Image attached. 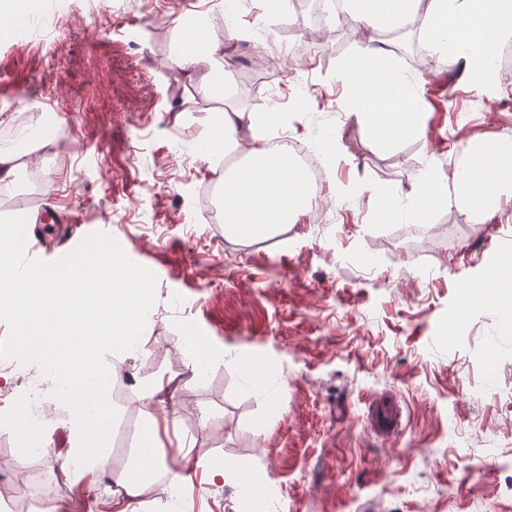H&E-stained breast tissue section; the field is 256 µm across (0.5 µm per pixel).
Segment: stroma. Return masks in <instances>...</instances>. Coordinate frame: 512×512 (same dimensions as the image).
<instances>
[{
	"mask_svg": "<svg viewBox=\"0 0 512 512\" xmlns=\"http://www.w3.org/2000/svg\"><path fill=\"white\" fill-rule=\"evenodd\" d=\"M184 35L223 45V95L209 70L176 64ZM405 40L413 48L395 62L427 127L388 149L357 121L345 83L362 34L316 24L291 0H99L57 18L52 47H0V132L36 112L42 135L69 140L56 168L33 162L42 188L17 212L43 239L39 261L101 250L146 287L141 349L127 362L136 381L183 374L174 343L182 317L194 322L209 372L178 388L182 426L195 459L251 462L266 512H512V473L497 462L512 454V280L463 299L492 271L512 272V221L451 204L408 242L410 191L424 171L445 179L470 143L512 142V70L487 92L461 79L451 54L418 70L413 57L427 48ZM227 105L275 112L308 150L331 140L340 161H323L311 202L327 208L330 228L305 220L250 241L209 222L203 132ZM336 182L342 193H331ZM374 191L391 221L370 215ZM42 208L61 222L31 223ZM79 226L107 233L82 242ZM384 396L402 412L390 436L369 424ZM44 432L47 452L23 478L6 476L0 512H42L68 496L57 478L68 432ZM180 512H241L238 485L193 482Z\"/></svg>",
	"mask_w": 512,
	"mask_h": 512,
	"instance_id": "1",
	"label": "stroma"
}]
</instances>
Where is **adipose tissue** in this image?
<instances>
[{
    "mask_svg": "<svg viewBox=\"0 0 512 512\" xmlns=\"http://www.w3.org/2000/svg\"><path fill=\"white\" fill-rule=\"evenodd\" d=\"M358 19L365 43L346 70V83L360 110L357 118L385 147L422 135L424 117L417 93L396 67L390 49L377 35L397 28L408 16L422 18L421 35L431 53L449 52L471 63L485 62L494 47L512 40V0H346ZM475 23L472 36H460L457 26ZM268 118L227 106L206 128L215 146L208 165L224 183V231L239 239H266L285 224L300 223L310 196L303 173L269 146ZM449 191L425 179L415 190L416 215L427 219L454 202L483 217L501 210L500 197L512 192V143L472 148L448 179ZM81 284L68 273L40 272L17 289L32 303L17 310L18 332L26 336L36 365L49 384L40 392L46 418L61 416L69 447L60 472L74 500L86 512H145L150 492L173 494L189 481L192 442L180 438L163 452L160 427L179 424L180 409L170 403L174 376L159 375L143 388L142 448L122 468L108 465L107 443L114 408L107 380L113 368L99 361L100 351L83 346L84 336L101 337L104 350L129 351L143 321L146 295L135 276L98 258L80 269ZM119 281L111 294L109 318L79 319L72 309L84 299V285Z\"/></svg>",
    "mask_w": 512,
    "mask_h": 512,
    "instance_id": "1",
    "label": "adipose tissue"
}]
</instances>
